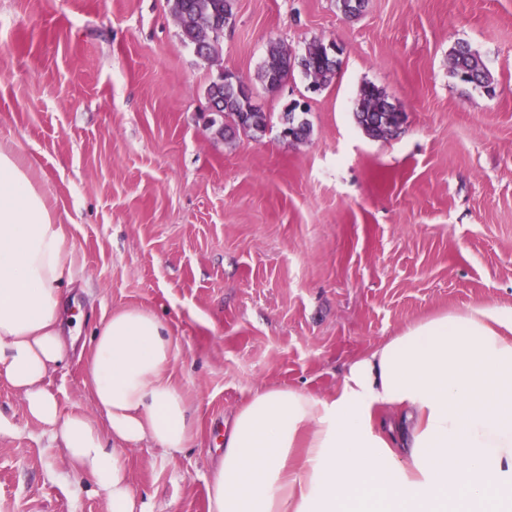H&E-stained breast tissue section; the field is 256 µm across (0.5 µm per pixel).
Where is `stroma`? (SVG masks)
<instances>
[{
	"mask_svg": "<svg viewBox=\"0 0 512 512\" xmlns=\"http://www.w3.org/2000/svg\"><path fill=\"white\" fill-rule=\"evenodd\" d=\"M217 55L184 44L168 0H0V149L31 170L63 224L82 343L125 308L173 340L167 375L192 408L187 448L124 454L147 512H208L215 437L266 387L336 391L353 360L423 318L512 308V0H232ZM336 43L318 94L301 71L256 74L271 46ZM467 42L493 93L453 76ZM271 115L259 136L207 119L222 70ZM403 112L356 123L362 84ZM312 133L282 138L290 101ZM47 389L99 428L85 363ZM90 477L0 380V512H107ZM382 92L373 84L362 85L356 96L354 117L360 126L372 137L383 138L391 135L392 127L400 125L394 116L387 117L379 112Z\"/></svg>",
	"mask_w": 512,
	"mask_h": 512,
	"instance_id": "35a3bbf8",
	"label": "stroma"
}]
</instances>
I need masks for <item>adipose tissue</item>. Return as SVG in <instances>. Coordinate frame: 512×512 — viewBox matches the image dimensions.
I'll use <instances>...</instances> for the list:
<instances>
[{
  "label": "adipose tissue",
  "mask_w": 512,
  "mask_h": 512,
  "mask_svg": "<svg viewBox=\"0 0 512 512\" xmlns=\"http://www.w3.org/2000/svg\"><path fill=\"white\" fill-rule=\"evenodd\" d=\"M63 227L17 156L0 149V378L51 429L109 512H145L122 462L147 442L186 448L191 407L165 375L153 313L97 327L86 377L107 432L61 415L48 377L80 339ZM209 512H512V308L486 305L409 325L345 370L336 392L256 391L224 430Z\"/></svg>",
  "instance_id": "adipose-tissue-1"
}]
</instances>
